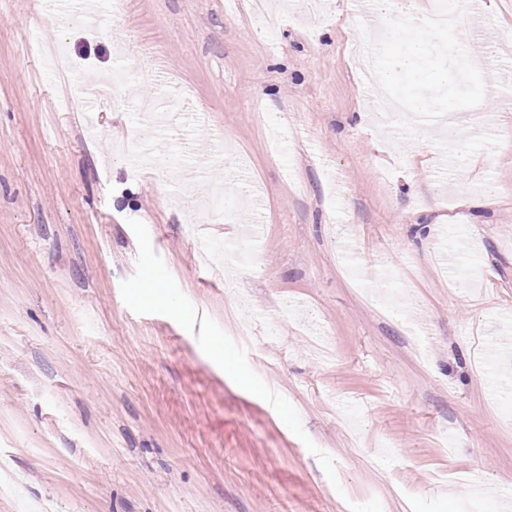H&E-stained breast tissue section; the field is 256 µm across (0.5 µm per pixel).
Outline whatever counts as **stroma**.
<instances>
[{
    "label": "stroma",
    "mask_w": 512,
    "mask_h": 512,
    "mask_svg": "<svg viewBox=\"0 0 512 512\" xmlns=\"http://www.w3.org/2000/svg\"><path fill=\"white\" fill-rule=\"evenodd\" d=\"M486 2L494 76L512 0ZM307 3L99 0L88 29L0 0V512H512V85L404 155L353 0ZM173 88L190 120L137 112ZM236 164L262 233L228 265L195 222L223 187L235 247Z\"/></svg>",
    "instance_id": "obj_1"
}]
</instances>
